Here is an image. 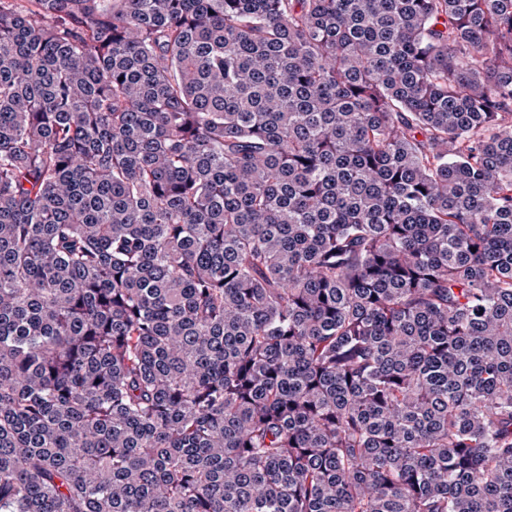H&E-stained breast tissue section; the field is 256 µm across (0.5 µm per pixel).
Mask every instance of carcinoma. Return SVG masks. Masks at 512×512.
Returning <instances> with one entry per match:
<instances>
[{"label": "carcinoma", "mask_w": 512, "mask_h": 512, "mask_svg": "<svg viewBox=\"0 0 512 512\" xmlns=\"http://www.w3.org/2000/svg\"><path fill=\"white\" fill-rule=\"evenodd\" d=\"M0 512H512V0H0Z\"/></svg>", "instance_id": "cac0c4a2"}]
</instances>
